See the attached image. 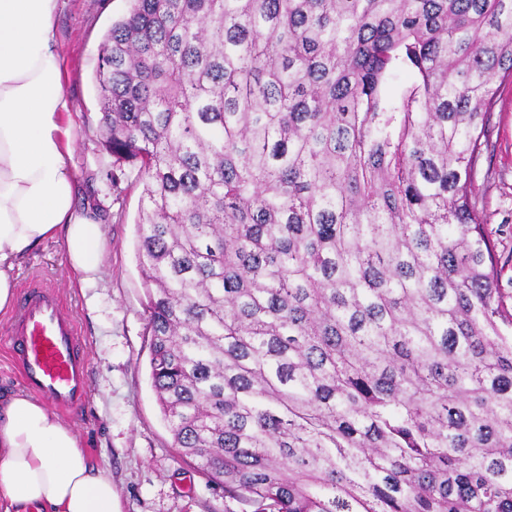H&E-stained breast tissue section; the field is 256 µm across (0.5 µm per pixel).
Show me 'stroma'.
<instances>
[{
	"label": "stroma",
	"instance_id": "obj_1",
	"mask_svg": "<svg viewBox=\"0 0 512 512\" xmlns=\"http://www.w3.org/2000/svg\"><path fill=\"white\" fill-rule=\"evenodd\" d=\"M127 8L128 0H62L55 21L72 102L75 207L95 210L102 221L100 276L80 285L62 240L53 239L15 267L12 278L19 288L34 278L57 286L78 323L90 398L65 421L91 462L111 476L120 512H256L255 504L226 493L174 447L149 378L146 290L135 257L142 185L129 166L120 198L108 189L112 159L102 149L92 81L102 37ZM490 140L476 184L496 257L505 266L499 286L512 310V83L498 87Z\"/></svg>",
	"mask_w": 512,
	"mask_h": 512
}]
</instances>
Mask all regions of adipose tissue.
I'll return each instance as SVG.
<instances>
[{
	"mask_svg": "<svg viewBox=\"0 0 512 512\" xmlns=\"http://www.w3.org/2000/svg\"><path fill=\"white\" fill-rule=\"evenodd\" d=\"M59 2L0 0L1 313L13 306L12 270L43 243L62 239L85 283L105 248L99 220L73 207ZM0 512H119L111 476L93 466L73 428L10 389H0Z\"/></svg>",
	"mask_w": 512,
	"mask_h": 512,
	"instance_id": "adipose-tissue-1",
	"label": "adipose tissue"
}]
</instances>
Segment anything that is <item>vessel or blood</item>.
I'll list each match as a JSON object with an SVG mask.
<instances>
[{"instance_id": "1", "label": "vessel or blood", "mask_w": 512, "mask_h": 512, "mask_svg": "<svg viewBox=\"0 0 512 512\" xmlns=\"http://www.w3.org/2000/svg\"><path fill=\"white\" fill-rule=\"evenodd\" d=\"M6 340L30 392L66 415L82 409L88 386L78 327L55 288L39 280L24 287Z\"/></svg>"}]
</instances>
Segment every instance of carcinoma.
I'll list each match as a JSON object with an SVG mask.
<instances>
[{
	"label": "carcinoma",
	"instance_id": "carcinoma-1",
	"mask_svg": "<svg viewBox=\"0 0 512 512\" xmlns=\"http://www.w3.org/2000/svg\"><path fill=\"white\" fill-rule=\"evenodd\" d=\"M129 2L93 81L174 447L257 512H512V0ZM492 117L490 152L479 160L476 184L482 206L489 215L487 230L496 247L499 266L508 264L499 281L507 308L512 310V83L500 85Z\"/></svg>",
	"mask_w": 512,
	"mask_h": 512
}]
</instances>
